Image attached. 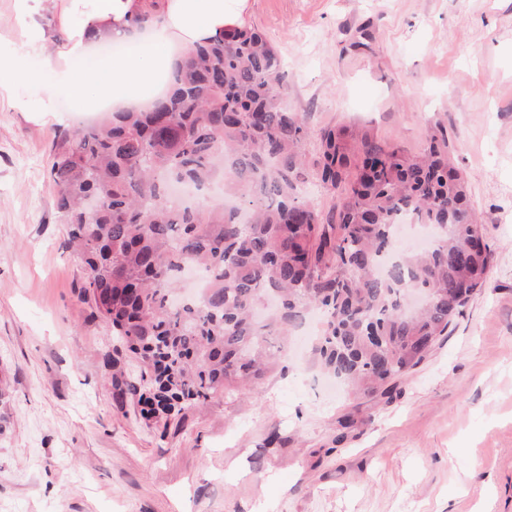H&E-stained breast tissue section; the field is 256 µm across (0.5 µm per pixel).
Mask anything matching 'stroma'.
Segmentation results:
<instances>
[{
  "mask_svg": "<svg viewBox=\"0 0 512 512\" xmlns=\"http://www.w3.org/2000/svg\"><path fill=\"white\" fill-rule=\"evenodd\" d=\"M319 131L419 152L444 127L492 252L487 287L392 397L325 387L319 317L249 389L169 428L112 396L110 331L56 209L49 155L81 121L0 101V512H512V0H248ZM354 424L340 425L344 416Z\"/></svg>",
  "mask_w": 512,
  "mask_h": 512,
  "instance_id": "35a3bbf8",
  "label": "stroma"
}]
</instances>
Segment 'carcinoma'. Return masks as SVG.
<instances>
[{"label":"carcinoma","instance_id":"carcinoma-1","mask_svg":"<svg viewBox=\"0 0 512 512\" xmlns=\"http://www.w3.org/2000/svg\"><path fill=\"white\" fill-rule=\"evenodd\" d=\"M283 62L258 31L231 27L197 46L143 110L111 112L62 130L49 175L69 243L88 268L79 298L139 361L119 368L146 420L165 424L276 365L271 337L309 310L323 315L313 355L353 392L385 395L428 356L488 283L492 254L445 135L407 153L367 132L321 130L311 172L306 117L283 103ZM315 175L337 196L323 215L302 197ZM234 204L169 202L174 183L216 177ZM102 203L85 222V199ZM248 214L241 222L240 211ZM410 213L442 235L392 261L397 219ZM187 267L201 297H170Z\"/></svg>","mask_w":512,"mask_h":512}]
</instances>
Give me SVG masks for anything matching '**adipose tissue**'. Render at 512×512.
I'll return each instance as SVG.
<instances>
[{
  "label": "adipose tissue",
  "mask_w": 512,
  "mask_h": 512,
  "mask_svg": "<svg viewBox=\"0 0 512 512\" xmlns=\"http://www.w3.org/2000/svg\"><path fill=\"white\" fill-rule=\"evenodd\" d=\"M20 41L11 55L0 57V93L26 112L38 104L20 95V87L35 85L46 95L66 92L73 111L98 112L107 107L143 106L161 76L169 75L187 53L224 29L240 25L248 0H161L154 30L141 28L138 16L145 0H60L66 39L48 71H31L26 60L44 55L45 39L34 17L45 0H16ZM73 60L90 61L78 72Z\"/></svg>",
  "instance_id": "ef3b65f1"
}]
</instances>
